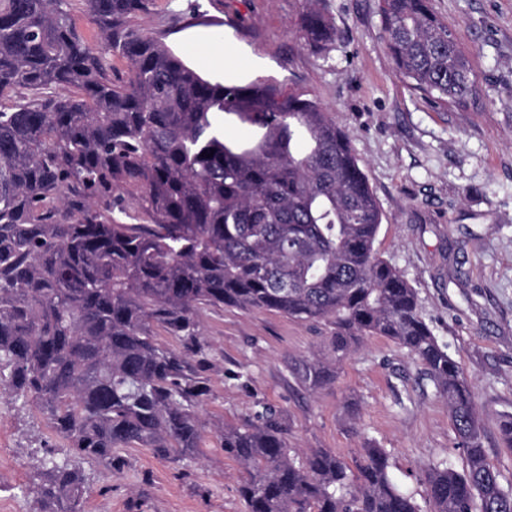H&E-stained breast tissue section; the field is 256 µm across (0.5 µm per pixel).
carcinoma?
I'll use <instances>...</instances> for the list:
<instances>
[{"label":"carcinoma","mask_w":512,"mask_h":512,"mask_svg":"<svg viewBox=\"0 0 512 512\" xmlns=\"http://www.w3.org/2000/svg\"><path fill=\"white\" fill-rule=\"evenodd\" d=\"M84 3L101 45L68 0H0V385L81 460L110 467L134 446L181 461L199 449L208 392L188 361L203 351L201 308L325 323L335 364L385 336L448 401L463 471L428 468L426 511L394 481L386 449L369 444L353 467L330 450L293 452L266 408L224 430L244 512H512L469 381L416 289L375 250L382 212L347 133L277 81L234 85L227 108L226 84L131 25L150 0ZM318 3L299 27L323 50L338 33ZM380 14L401 78L439 106L476 98L468 54L432 0H380ZM109 55L126 62L124 79L109 75ZM228 121L250 137H224ZM330 363L304 361L301 380L325 385ZM43 467V512H85L71 461Z\"/></svg>","instance_id":"carcinoma-1"}]
</instances>
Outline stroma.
Returning a JSON list of instances; mask_svg holds the SVG:
<instances>
[{"mask_svg": "<svg viewBox=\"0 0 512 512\" xmlns=\"http://www.w3.org/2000/svg\"><path fill=\"white\" fill-rule=\"evenodd\" d=\"M319 6L338 31L325 51L300 33L305 0H153L133 23L207 80L273 78L308 92L348 133L384 214L375 248L416 289L467 375L488 459L510 489L499 422L512 414V0H434L477 75L480 98L466 111L432 105L396 75L378 0ZM193 9L205 24L188 25ZM197 323L207 359L190 363L209 387L200 453L172 462L121 448L109 467L79 461L87 512H243L222 435L267 407L299 451L349 461L367 443L387 448L395 478L420 501L433 462L464 468L447 401L390 339L365 337L335 380L310 392L297 368L326 354L327 326L233 307L202 308ZM70 454L41 411L0 390V512H40L44 460Z\"/></svg>", "mask_w": 512, "mask_h": 512, "instance_id": "1", "label": "stroma"}]
</instances>
